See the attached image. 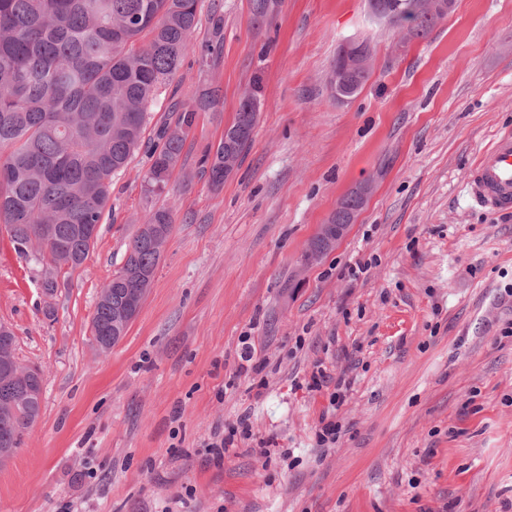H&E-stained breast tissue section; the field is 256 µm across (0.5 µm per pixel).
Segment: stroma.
Instances as JSON below:
<instances>
[{
    "label": "stroma",
    "mask_w": 512,
    "mask_h": 512,
    "mask_svg": "<svg viewBox=\"0 0 512 512\" xmlns=\"http://www.w3.org/2000/svg\"><path fill=\"white\" fill-rule=\"evenodd\" d=\"M347 38L370 42L371 76L340 102L331 65ZM190 42L146 138L174 123L172 100L209 86L222 99L165 193L145 195L137 150L50 299L0 233V323L45 374L40 417L0 465V512H512V214L466 188L512 130V0H456L424 38L372 21L366 0H282L263 27L249 0H200ZM257 77L252 144L213 189L199 159ZM366 183L355 223L305 262ZM162 206L174 230L142 308L98 353V295ZM318 366L350 380L339 408L310 388ZM325 417L340 432L322 446ZM242 419L251 438L215 463L204 441Z\"/></svg>",
    "instance_id": "35a3bbf8"
}]
</instances>
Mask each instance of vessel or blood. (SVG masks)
<instances>
[{
    "instance_id": "vessel-or-blood-1",
    "label": "vessel or blood",
    "mask_w": 512,
    "mask_h": 512,
    "mask_svg": "<svg viewBox=\"0 0 512 512\" xmlns=\"http://www.w3.org/2000/svg\"><path fill=\"white\" fill-rule=\"evenodd\" d=\"M470 198L480 208L512 211V131L500 134L467 175Z\"/></svg>"
}]
</instances>
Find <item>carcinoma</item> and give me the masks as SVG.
I'll return each instance as SVG.
<instances>
[{
    "label": "carcinoma",
    "mask_w": 512,
    "mask_h": 512,
    "mask_svg": "<svg viewBox=\"0 0 512 512\" xmlns=\"http://www.w3.org/2000/svg\"><path fill=\"white\" fill-rule=\"evenodd\" d=\"M391 26L424 37L442 17L419 0H387ZM253 22L269 25L268 0H250ZM198 0H0V230L14 249L40 267L43 294L59 288L60 247L81 267L94 243L84 229L99 225L112 177L140 148L149 107L174 77L197 24ZM370 66L344 71L359 92ZM218 90L206 88L174 108V127L157 134L146 175L160 194L180 165L198 113L214 110ZM257 123L248 96L231 128L202 159L213 187L238 165ZM172 210L159 207L140 225L122 267L102 290L92 318L94 341L112 348L140 312L173 231ZM43 382L0 378V448L14 454L40 417Z\"/></svg>",
    "instance_id": "carcinoma-1"
}]
</instances>
